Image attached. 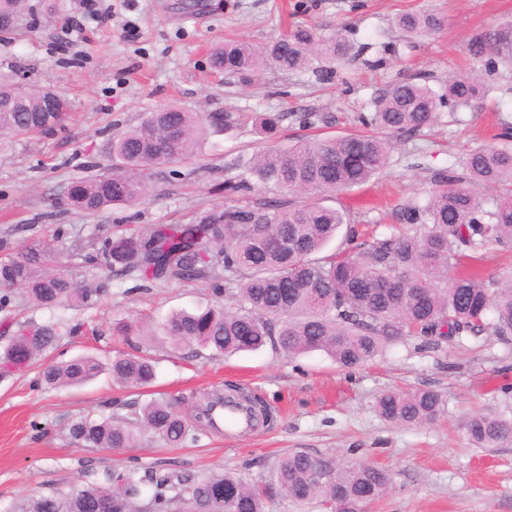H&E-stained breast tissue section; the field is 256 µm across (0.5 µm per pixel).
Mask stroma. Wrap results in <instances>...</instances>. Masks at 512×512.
<instances>
[{
    "label": "stroma",
    "mask_w": 512,
    "mask_h": 512,
    "mask_svg": "<svg viewBox=\"0 0 512 512\" xmlns=\"http://www.w3.org/2000/svg\"><path fill=\"white\" fill-rule=\"evenodd\" d=\"M183 2L28 0L15 34L0 40V81L51 88L70 112L65 128L0 143V251L50 247L92 291L89 305L46 308L11 290L0 304V347L20 325L55 323L61 339L47 360L91 354L106 362L127 348L113 333L115 322L153 330L172 312L215 304L211 288L197 282L116 277L102 249L119 229L184 223L204 210L255 200L256 192L224 184L238 175L239 163L273 142L254 126L262 113H284L275 142L285 146L303 133L298 114L322 115L314 135H340L357 130V113L373 111L396 82L413 79L438 91L455 75L479 79L485 94L472 106L442 108L420 136L394 137L380 176L325 197L367 239L397 232L398 210L425 203L435 172L460 167L470 150L496 143L512 126V65L488 69L475 51L478 40L512 28V0H195L190 13ZM415 12L437 18L439 30L416 36L397 25L400 15ZM74 16L83 22L77 31L69 26ZM297 25L349 43L348 61L258 75H224L211 66L212 48L224 41L263 45ZM170 104L242 112L246 121L231 132H208L192 160L149 176L140 204L87 214L62 203L70 182L111 168L114 136ZM147 351L156 377L143 388L117 386L104 373L80 388L51 389L34 368L0 379V512H16L35 494L102 484L117 466L144 479L232 471L268 482L280 457L295 451L388 470L390 489L369 512H512V444L479 448L465 430L477 413L512 417V338L488 331L436 345L407 338L353 368L320 352L293 356L269 347L225 357L156 341ZM229 381L267 401L276 413L269 426L234 437L194 430L178 447L145 430L138 447L118 451L78 448L68 436L69 425L85 416L133 423L150 401L186 408ZM413 389L441 394L445 413L421 426L380 417L383 393Z\"/></svg>",
    "instance_id": "1"
}]
</instances>
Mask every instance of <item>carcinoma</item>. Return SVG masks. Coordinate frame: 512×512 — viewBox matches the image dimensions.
I'll list each match as a JSON object with an SVG mask.
<instances>
[{
    "instance_id": "carcinoma-1",
    "label": "carcinoma",
    "mask_w": 512,
    "mask_h": 512,
    "mask_svg": "<svg viewBox=\"0 0 512 512\" xmlns=\"http://www.w3.org/2000/svg\"><path fill=\"white\" fill-rule=\"evenodd\" d=\"M399 25L413 33L437 29L429 14L407 13ZM488 49L500 61H512V32L490 36ZM348 55L334 39H320L297 26L288 36L261 48L226 41L211 54L215 70L226 74H258L266 67L283 72L306 71L320 59ZM49 88H18L0 83V134H32L62 126L67 107L55 110ZM481 96L470 76H453L437 92L415 80L391 85L375 101V110L361 113L362 130L331 137H302L283 148L255 152L229 189L256 184L259 189L315 197L343 192L370 181L387 167L390 138L412 136L432 125L445 101L468 106ZM235 112H187L176 104L149 113L138 126L112 140L119 165L108 175L77 180L67 187L70 206L95 214L112 205H133L145 199L148 171L187 162L211 128L239 126ZM284 114L268 112L259 121L271 137ZM502 143L472 150L459 172L435 175L437 189L424 205L398 212L403 229L381 239L364 240L352 251L320 255L346 226L348 242L356 230L340 209L319 202L297 204L288 199L258 200L212 209L189 224H152L108 238L105 258L119 276L137 274L152 282L213 283L235 301L228 309L215 305L194 313L176 312L162 324L163 339L174 348L201 346L218 354L255 351L267 345L288 355L320 351L350 368L382 354L389 344L407 336L438 342L491 327L496 336H512V284L486 280L463 269L473 252L495 243L512 244V197L492 208L478 201L479 187L506 186L512 191V135ZM44 249L19 247L0 257V287H20L38 306L70 307L91 303V290L67 273L49 268ZM224 267V285L216 269ZM493 314L487 321V314ZM58 340L53 326L20 329L0 350V378L30 366ZM137 351L119 354L108 364L92 355L41 364L49 387H73L108 371L126 387H142L155 378L153 359ZM387 421L432 422L445 412V401L432 390L388 392L377 402ZM140 425L170 445L183 443L188 417L175 403L151 401ZM480 447L512 441V419L476 414L465 425ZM70 439L91 448L137 446L133 426L110 417H85L69 427ZM387 470L367 461L339 464L327 456L292 452L278 464L275 482L251 484L234 472L204 480H161L164 489L142 511L135 508L143 479L136 472L115 469L107 483L74 486L66 494L49 493L28 499L21 512H98L99 502L112 496L111 512H266V502L281 495L293 503L318 500L326 512H362L387 491Z\"/></svg>"
}]
</instances>
